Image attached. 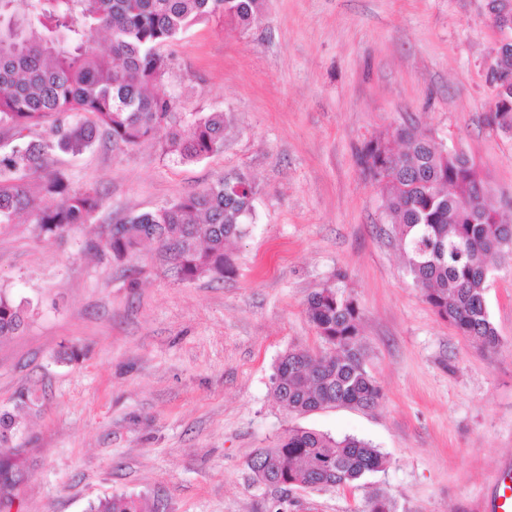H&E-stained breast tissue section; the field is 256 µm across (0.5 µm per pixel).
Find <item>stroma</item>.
<instances>
[{"label": "stroma", "instance_id": "1", "mask_svg": "<svg viewBox=\"0 0 512 512\" xmlns=\"http://www.w3.org/2000/svg\"><path fill=\"white\" fill-rule=\"evenodd\" d=\"M249 28L203 19L167 47L159 95L226 114L224 147L193 163L155 142L99 139L54 166L102 208L59 237L0 232V290L30 300L0 339V407L20 394L21 480L6 512H86L112 495L148 512H493L512 485V255L487 292L500 347L481 352L412 284L385 230L378 183L358 163L399 126L476 163L495 206L512 197V136L487 126L500 33L485 0H267ZM255 188L248 232L221 278L177 279L156 246L121 261L99 234L226 175ZM334 287L362 313L371 409L293 415L271 377L291 348L323 344L305 315ZM78 349L59 359L62 346ZM292 426L372 442L389 459L357 488L276 490L250 456Z\"/></svg>", "mask_w": 512, "mask_h": 512}]
</instances>
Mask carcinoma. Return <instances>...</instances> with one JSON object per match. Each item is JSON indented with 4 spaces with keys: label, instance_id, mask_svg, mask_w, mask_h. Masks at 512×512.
<instances>
[{
    "label": "carcinoma",
    "instance_id": "1",
    "mask_svg": "<svg viewBox=\"0 0 512 512\" xmlns=\"http://www.w3.org/2000/svg\"><path fill=\"white\" fill-rule=\"evenodd\" d=\"M0 0V126L13 131L0 150V229L21 214L35 231L60 236L85 224L102 206L93 188L74 189L51 169L54 152L80 154L104 136L117 148L153 140L164 156L182 163L205 159L224 145V113L189 118L175 102L154 93L170 68L162 49L200 19L250 27L265 0ZM105 33L110 49L95 45ZM488 123L512 135V85ZM53 119L49 140L28 135ZM363 171L382 185L384 210L393 217L389 235L398 243L408 275L432 310L483 350L500 345L486 302L490 268L512 248V224L486 203L475 162L463 152L436 146L411 127L391 139L368 141L359 157ZM255 192L243 176L218 179L200 192L160 209L130 215L104 232L98 247L121 260L153 242L176 276L194 281L229 269L226 243L246 235ZM32 305L0 291V336L18 333ZM305 314L325 345L313 354L292 348L275 366L272 387L288 411L303 415L336 406L372 408L383 397L365 363L356 301L332 288L308 299ZM0 455L13 449L15 415L0 409ZM387 457L356 437L290 427L272 448L248 462L267 486L354 488L383 470ZM15 471L0 461V504L12 501ZM90 512H141L138 500L119 495L90 505Z\"/></svg>",
    "mask_w": 512,
    "mask_h": 512
}]
</instances>
